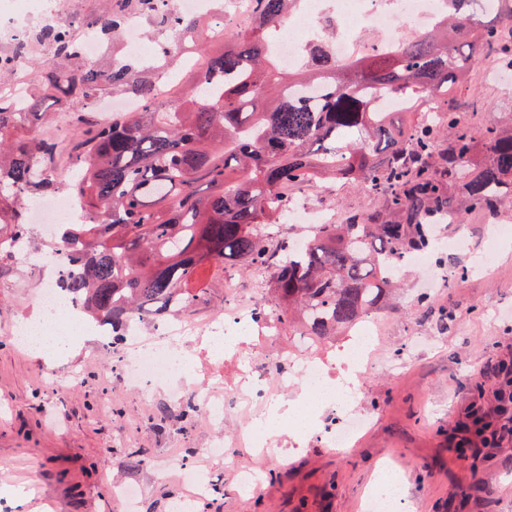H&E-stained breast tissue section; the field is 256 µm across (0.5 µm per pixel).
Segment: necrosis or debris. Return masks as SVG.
<instances>
[{"label":"necrosis or debris","mask_w":512,"mask_h":512,"mask_svg":"<svg viewBox=\"0 0 512 512\" xmlns=\"http://www.w3.org/2000/svg\"><path fill=\"white\" fill-rule=\"evenodd\" d=\"M89 3L90 0H35L34 6L27 8L0 5V49L9 51L14 59L13 92L26 93L32 83L26 61L39 46L38 41L32 40V32L57 28L62 16L71 18L68 29L80 47V62H96L111 56L110 45L80 23L81 17L89 12ZM447 9V0H304L302 8L289 17L287 27L278 29L273 52L281 65L289 69L300 65L302 53L314 49L322 50L330 60L342 64L359 54L391 48L398 32L411 26H431ZM27 220L43 235H51L58 223L83 222L82 201L74 196L48 200L31 208ZM62 259L63 252L59 249L40 257L44 277L36 301L45 317L20 318L7 329L21 348L30 346L32 336L43 324L63 336H77L87 330L101 337L108 333L105 324L91 322L84 316L77 300L61 298L56 281L62 273ZM251 318V310L235 306L203 320L184 311L153 326L142 317H134L129 323L134 343L123 360L124 377L146 393L165 385L173 399L191 396L214 424H221L226 399L209 390L186 393L182 382L188 375L189 363L176 356L172 346L180 336L215 338L231 325L247 323ZM288 366L296 370L310 395L300 409L296 431L308 434L317 430L326 447L352 449L364 422L353 411L356 390L331 385L321 369L304 355H294ZM249 399L256 403L257 412L241 431L239 440L247 447L269 450L270 392L260 386L251 392ZM323 410L334 411L336 419L320 428L315 424V417Z\"/></svg>","instance_id":"4bbe7bcc"}]
</instances>
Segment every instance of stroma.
I'll use <instances>...</instances> for the list:
<instances>
[{
    "label": "stroma",
    "mask_w": 512,
    "mask_h": 512,
    "mask_svg": "<svg viewBox=\"0 0 512 512\" xmlns=\"http://www.w3.org/2000/svg\"><path fill=\"white\" fill-rule=\"evenodd\" d=\"M490 65L482 60L468 84L464 122L478 130L512 116V84L488 79ZM289 194L335 219L384 203L329 180ZM492 225L511 234L491 248L485 232ZM433 234L445 241L462 234L467 245L432 256L446 274L436 287H425L423 269L405 266L390 306L375 313L382 339L357 380L356 408L370 423L347 455L316 436H299L284 417L270 431L280 455L229 445L218 456L211 452L216 438L230 442L241 417L226 415L217 432L201 410L173 400L165 388L144 399L123 379L128 343L100 357L95 337L79 336L52 360L19 348L4 329L34 310L40 276L0 260V512H127L115 492L120 484L140 488L139 512H172L186 485L179 472L156 473L171 458L203 468L212 483L193 512H365L392 461L404 479L407 512H512V449L474 465L460 464L449 449L473 406L490 404L498 387L491 368L512 363V219L478 213L462 230L437 224ZM483 252L491 266L474 271ZM239 332L241 341L218 355L204 343H184L195 366L187 388L217 383L226 390L246 371L275 374L299 337L266 319ZM73 371L80 374L77 387L64 388ZM475 380L483 392L473 390ZM144 455L153 467L140 465ZM234 458L260 472L257 491L239 488L228 468Z\"/></svg>",
    "instance_id": "stroma-1"
}]
</instances>
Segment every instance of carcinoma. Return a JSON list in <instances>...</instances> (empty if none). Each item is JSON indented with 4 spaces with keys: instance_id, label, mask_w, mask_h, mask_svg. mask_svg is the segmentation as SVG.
Listing matches in <instances>:
<instances>
[{
    "instance_id": "1",
    "label": "carcinoma",
    "mask_w": 512,
    "mask_h": 512,
    "mask_svg": "<svg viewBox=\"0 0 512 512\" xmlns=\"http://www.w3.org/2000/svg\"><path fill=\"white\" fill-rule=\"evenodd\" d=\"M101 2L83 22L114 42L123 19ZM476 2L455 0L431 30L342 66L322 53L295 71L275 63L269 34L296 0H254L260 22L225 39L201 75L182 62L187 47L209 50L202 20L169 7L147 17L163 36L150 64L29 57L41 90L22 100L0 90V244L30 241L16 198L80 196L86 221L63 225L56 238L68 251L59 285L120 340L134 315L163 322L210 301L209 289L191 288L208 266L230 278L246 268L270 273L274 305L256 304L263 319H297L320 339L354 327L389 304L396 269L430 246L433 225L495 211L512 191V125H488L477 137L460 112L468 101L458 90L479 60L512 67V0L478 14ZM162 77L185 81L174 105L156 100ZM107 92L138 107L100 127L90 108ZM374 94L408 102L411 127L391 126ZM61 103L73 126L65 145L45 133L55 116L46 106ZM57 158L70 179L55 177ZM326 177L382 196L385 207L319 224L301 249L285 239L270 247L261 229L292 204L282 186ZM472 434L490 437L481 412L456 443L463 460Z\"/></svg>"
}]
</instances>
